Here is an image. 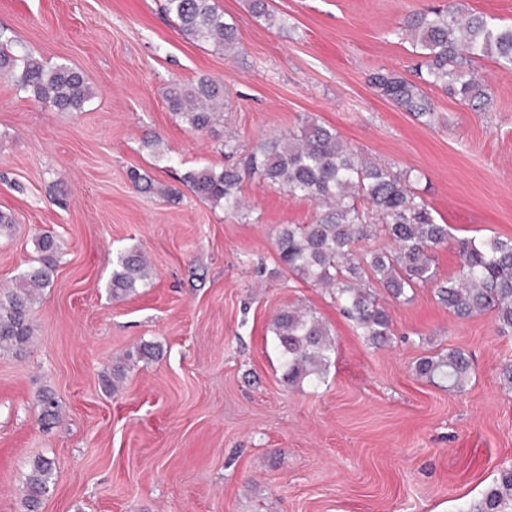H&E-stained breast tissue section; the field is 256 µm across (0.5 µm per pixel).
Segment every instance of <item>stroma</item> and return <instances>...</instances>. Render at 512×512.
<instances>
[{"label": "stroma", "mask_w": 512, "mask_h": 512, "mask_svg": "<svg viewBox=\"0 0 512 512\" xmlns=\"http://www.w3.org/2000/svg\"><path fill=\"white\" fill-rule=\"evenodd\" d=\"M453 2L512 24V0H269L284 25L249 0H215L239 34L237 54L188 40L163 0H0V43L78 67L93 90L82 111L59 112L0 78V286L36 254L64 244L36 307L35 333L0 354V512H24L28 463L55 461L42 512H458L512 466V391L499 368L512 333L491 315L456 318L432 285L391 305L394 337L367 344L324 289L276 261L284 224L314 222L315 203L248 178L247 214L185 189L190 168L240 153L312 120L354 150L409 174L410 187L454 239L432 252L439 277L459 267L455 241L512 236V75L476 69L490 94L471 109L433 85L431 121L369 82L379 69L416 79L422 59L406 31L422 11ZM208 77L228 106L195 135L170 112L169 82ZM162 137L168 160L143 139ZM150 178L137 191L130 170ZM141 249L153 276L113 298L117 252ZM304 304L328 323L336 357L319 390L290 386L272 350L276 312ZM144 343L159 359L127 362ZM451 348L474 372L464 393L418 377L416 362ZM126 362L122 388L102 389ZM52 390L63 418L39 427L35 396Z\"/></svg>", "instance_id": "stroma-1"}]
</instances>
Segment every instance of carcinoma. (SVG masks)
<instances>
[{
  "label": "carcinoma",
  "instance_id": "obj_1",
  "mask_svg": "<svg viewBox=\"0 0 512 512\" xmlns=\"http://www.w3.org/2000/svg\"><path fill=\"white\" fill-rule=\"evenodd\" d=\"M188 39L212 44L233 55L239 48L237 27L224 21L214 0H164ZM415 46L425 58L424 82L440 86L481 109L487 88L474 64L491 59L512 74V24L499 25L483 16L463 17L446 5L421 12L409 24ZM0 74L20 91L61 112H80L92 95L83 73L66 63L49 65L29 51L15 53L0 46ZM371 85L397 106L418 118H432L428 98L419 84L392 71L372 74ZM169 109L197 134L214 128L224 112V86L202 77L176 81L165 95ZM258 176L288 195L316 203L320 214L312 224H285L277 234L279 265L301 282L331 290L341 312L378 347L393 336L392 315L380 302L376 287L399 304L414 290L434 287L438 303L459 319L492 316L497 328L512 331V237L490 235L457 240V275L437 278L433 248L448 241V225L437 224L425 202L410 188L409 176L366 160L331 128L309 121L300 134L271 136L249 151L242 168L191 169L181 180L204 201L238 213L243 208L240 187ZM365 200L371 210L359 208ZM382 238L377 249L361 246ZM37 257L11 287L0 290V353H20L30 346L35 310L42 291L53 282L62 253L59 238L44 232L35 240ZM152 269L138 249L120 253L112 269L115 297L136 293L151 278ZM272 348L280 360L282 379L289 385L324 384L336 354L328 325L312 309L284 307L273 318ZM473 373L470 358L451 349L421 359L416 374L448 389L465 391ZM39 423L48 430L57 423L61 406L49 389L35 398ZM55 463L35 458L23 480L25 512H41L50 493ZM459 512H512V467L499 471L482 497Z\"/></svg>",
  "mask_w": 512,
  "mask_h": 512
}]
</instances>
